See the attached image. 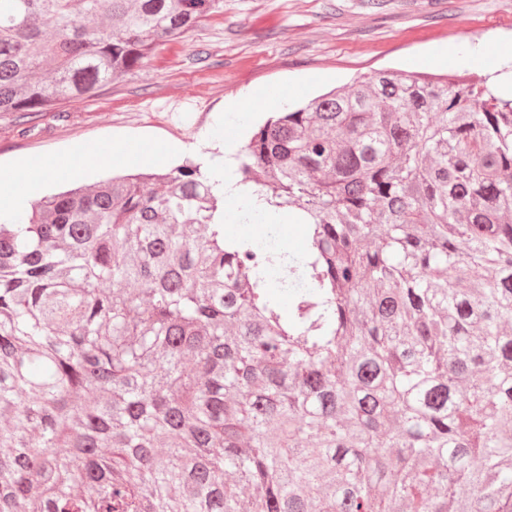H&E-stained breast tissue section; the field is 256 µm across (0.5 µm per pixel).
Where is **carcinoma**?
<instances>
[{
  "label": "carcinoma",
  "instance_id": "1",
  "mask_svg": "<svg viewBox=\"0 0 512 512\" xmlns=\"http://www.w3.org/2000/svg\"><path fill=\"white\" fill-rule=\"evenodd\" d=\"M221 3L0 0V117ZM237 160L299 255L230 233L189 161L0 222V512H512V97L381 69Z\"/></svg>",
  "mask_w": 512,
  "mask_h": 512
}]
</instances>
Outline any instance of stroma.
Here are the masks:
<instances>
[{"label":"stroma","mask_w":512,"mask_h":512,"mask_svg":"<svg viewBox=\"0 0 512 512\" xmlns=\"http://www.w3.org/2000/svg\"><path fill=\"white\" fill-rule=\"evenodd\" d=\"M479 41L493 58L471 72L512 60V0H224L98 97L44 113L31 135L0 118V194L40 199L49 173L66 190L94 182L84 166L101 156L117 170L148 168L175 142L192 156L203 130L220 148L266 97L312 98L377 69L428 73L432 51Z\"/></svg>","instance_id":"35a3bbf8"}]
</instances>
